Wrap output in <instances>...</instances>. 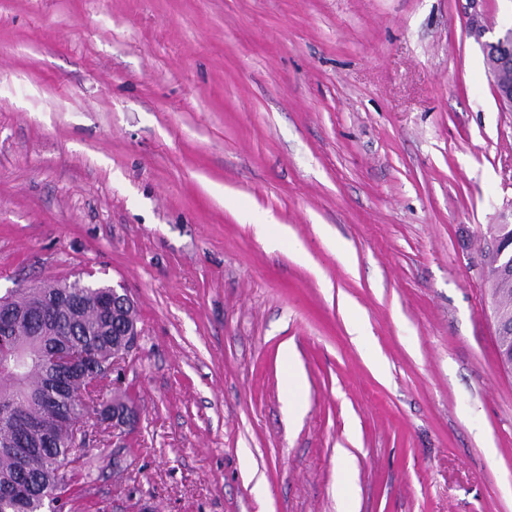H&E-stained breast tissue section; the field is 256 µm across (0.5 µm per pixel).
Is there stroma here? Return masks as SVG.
<instances>
[{
    "instance_id": "1",
    "label": "stroma",
    "mask_w": 512,
    "mask_h": 512,
    "mask_svg": "<svg viewBox=\"0 0 512 512\" xmlns=\"http://www.w3.org/2000/svg\"><path fill=\"white\" fill-rule=\"evenodd\" d=\"M507 25L512 0H0V296L120 284L140 330L102 384L138 419L91 438L78 512H512L482 268ZM486 46L494 49L486 64L497 100L501 107L512 112V27L496 42L483 44Z\"/></svg>"
}]
</instances>
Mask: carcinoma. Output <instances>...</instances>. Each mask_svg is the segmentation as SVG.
I'll return each instance as SVG.
<instances>
[{
  "label": "carcinoma",
  "instance_id": "carcinoma-1",
  "mask_svg": "<svg viewBox=\"0 0 512 512\" xmlns=\"http://www.w3.org/2000/svg\"><path fill=\"white\" fill-rule=\"evenodd\" d=\"M493 250L486 254V278L492 304L512 320V280L495 276ZM52 288H25L11 296L13 310L28 318L12 323L0 335V512H71L76 473L69 469L85 445L73 439L76 422L98 409L101 392L84 400L56 391L50 356L60 346L88 347L100 365L103 379L112 374V356L127 348L126 337L112 329V289L80 288L82 310L70 314V335L55 336L53 328L35 321ZM22 412L41 419L42 428L15 447Z\"/></svg>",
  "mask_w": 512,
  "mask_h": 512
}]
</instances>
